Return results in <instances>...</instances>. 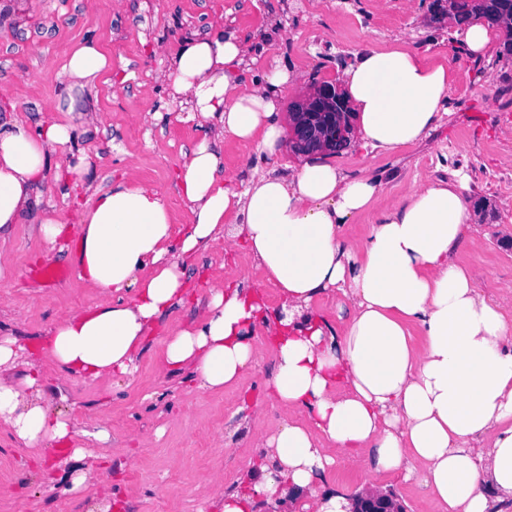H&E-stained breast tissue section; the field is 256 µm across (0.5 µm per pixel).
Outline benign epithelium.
<instances>
[{"label": "benign epithelium", "instance_id": "7a95c632", "mask_svg": "<svg viewBox=\"0 0 512 512\" xmlns=\"http://www.w3.org/2000/svg\"><path fill=\"white\" fill-rule=\"evenodd\" d=\"M291 144L304 152H337L347 146L353 131L351 112L342 89L319 85L292 102ZM351 512H404L392 492L358 494L350 498Z\"/></svg>", "mask_w": 512, "mask_h": 512}]
</instances>
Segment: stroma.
I'll return each instance as SVG.
<instances>
[{"instance_id": "stroma-1", "label": "stroma", "mask_w": 512, "mask_h": 512, "mask_svg": "<svg viewBox=\"0 0 512 512\" xmlns=\"http://www.w3.org/2000/svg\"><path fill=\"white\" fill-rule=\"evenodd\" d=\"M428 0H0V121L25 117L32 126L74 107L96 116L78 132L73 149L89 156L88 178L129 176L155 187L181 218L189 205L177 183L182 154L201 132L183 121L161 76L180 43L221 30L244 40L255 63L253 77L277 64L299 73L284 103L307 94L313 82L333 81L355 53L401 46L430 54L441 49L455 61L457 80L446 111L418 144L386 153L350 143L330 160L351 177L381 181L379 208L397 205L429 180L468 179L477 209L460 256L481 288L512 305V55L495 40L483 57H471L455 26L432 20ZM98 43L112 68L92 87L71 86L63 52ZM224 174L237 184L268 171L285 175L301 154L282 146L256 159L250 147L223 144ZM86 198L73 180L44 192L22 224L0 240V325L37 346L45 331L76 309L100 303V289L77 275L78 242L64 249L41 241L34 224L48 217L78 223ZM68 270L44 281L46 265ZM191 298L160 320L153 339L128 376L94 380L64 377L50 360L42 377L55 407L72 427L71 444L86 455L54 468L55 448H32L0 427V512H90L98 502L111 512H219L217 491H249L245 477L262 457L265 436L293 419L273 396L274 349L256 330L259 363L220 391H202L189 372H172L160 338L200 321L212 286L245 284L268 308L277 297L240 245L194 258L186 269ZM105 468L104 483L72 492V480ZM327 486L358 493L394 491L406 512H442L412 482L371 477L364 465L338 458Z\"/></svg>"}]
</instances>
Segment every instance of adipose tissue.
I'll list each match as a JSON object with an SVG mask.
<instances>
[{
	"instance_id": "ef3b65f1",
	"label": "adipose tissue",
	"mask_w": 512,
	"mask_h": 512,
	"mask_svg": "<svg viewBox=\"0 0 512 512\" xmlns=\"http://www.w3.org/2000/svg\"><path fill=\"white\" fill-rule=\"evenodd\" d=\"M252 62L246 45L221 31L183 42L170 59L171 95L204 131L183 154L179 188L192 215L183 230L153 187L88 182L85 162L66 164L85 184L86 209L79 223L48 218L34 231L52 246L75 235L80 276L104 298L51 327L45 353L82 379L130 373L158 321L184 301L186 258L244 241L278 290L273 320L254 292L213 288L204 320L165 337L163 356L200 389L219 390L257 364V323L275 336L270 387L307 420L263 441L252 483L272 512L287 506L292 487L309 491L306 512H347V495L321 485L339 455L417 483L447 512H495L512 501V306L487 296L457 259L476 217L464 181L423 183L379 211L381 182L348 177L313 155L290 176L262 174L236 188L221 175L218 141L275 155L280 100L297 81L275 65L244 84ZM109 68L92 42L70 49L63 65L85 86ZM454 79L446 57L403 47L355 54L340 76L358 138L385 152L427 135ZM74 120L64 112L37 128L19 117L0 124V238L42 193L48 149L71 143ZM362 214L370 229L347 244L341 229ZM332 292L340 297L335 326L313 314ZM39 379L28 347L1 336L0 423L29 446L66 444L70 424Z\"/></svg>"
}]
</instances>
